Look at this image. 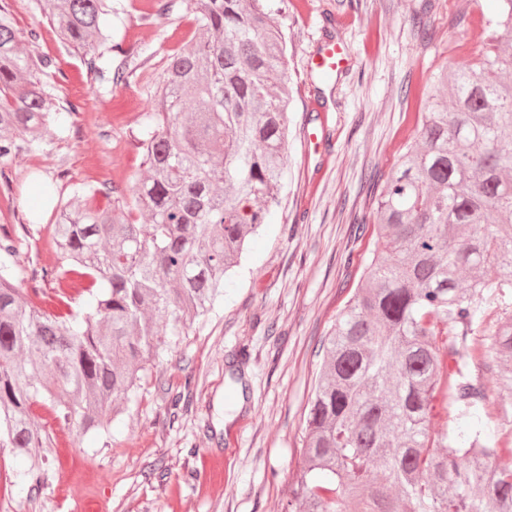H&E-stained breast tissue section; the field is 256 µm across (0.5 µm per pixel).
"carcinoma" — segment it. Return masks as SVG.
<instances>
[{
  "instance_id": "carcinoma-1",
  "label": "carcinoma",
  "mask_w": 512,
  "mask_h": 512,
  "mask_svg": "<svg viewBox=\"0 0 512 512\" xmlns=\"http://www.w3.org/2000/svg\"><path fill=\"white\" fill-rule=\"evenodd\" d=\"M87 73L127 81L136 45L112 21L157 24L156 0H35ZM264 0H190L148 124L133 135L144 175L78 186L53 209L51 291L17 282L18 240L0 226V447L32 458L44 484L46 410L60 428L108 430L166 337L224 295V276L283 187L288 68ZM491 48L434 77L380 193L371 260L321 341L284 512H512V448L483 429L448 440L431 422L486 400L457 359L491 297L512 308V0ZM41 31L0 0V167L47 146L59 121ZM448 92L452 106L435 100ZM512 390V315L480 343Z\"/></svg>"
}]
</instances>
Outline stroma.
<instances>
[{
  "mask_svg": "<svg viewBox=\"0 0 512 512\" xmlns=\"http://www.w3.org/2000/svg\"><path fill=\"white\" fill-rule=\"evenodd\" d=\"M272 0L286 35L288 158L279 202L224 283V295L183 333L169 337L109 433L83 435L48 423L52 444L45 489L28 490V457L0 447V512H284L301 448L303 413L319 368V344L370 260V213L425 110L427 89L444 65L488 46L486 15L495 0ZM175 0L161 25L131 15L114 40H141L147 60L126 83L103 92L79 57L46 38L43 51L65 75L60 103L84 114L46 149L0 169V225L19 238L18 279L31 287L50 258V213L33 219L41 185L66 199L79 184L112 175L113 152L129 174L142 154L131 137L152 110L170 50L186 30ZM420 18L421 38L411 25ZM345 47L348 70L320 79L311 58L327 41ZM503 312L489 304L460 355L487 400L470 416L437 419L433 429L477 427L512 441V392L495 387L500 366L478 351Z\"/></svg>",
  "mask_w": 512,
  "mask_h": 512,
  "instance_id": "1",
  "label": "stroma"
}]
</instances>
